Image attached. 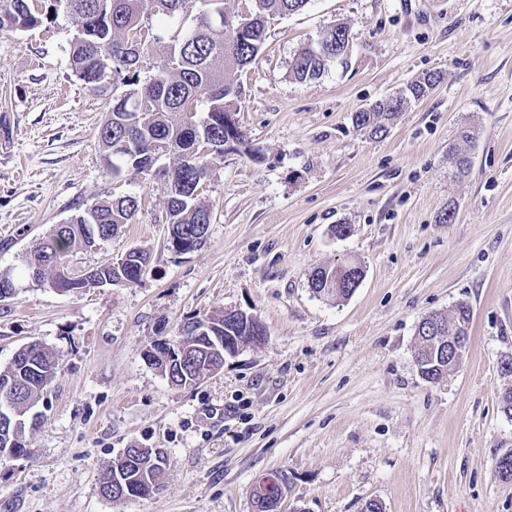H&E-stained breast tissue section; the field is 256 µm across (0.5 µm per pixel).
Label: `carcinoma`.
I'll list each match as a JSON object with an SVG mask.
<instances>
[{"label":"carcinoma","instance_id":"cac0c4a2","mask_svg":"<svg viewBox=\"0 0 512 512\" xmlns=\"http://www.w3.org/2000/svg\"><path fill=\"white\" fill-rule=\"evenodd\" d=\"M31 0H0V31L25 30L40 25L55 16L46 11L38 16L30 6ZM67 14L80 37L72 41L70 59L73 73L86 84L98 87L110 80L121 82L128 90L112 97L107 119L99 129V140L112 156V174L120 176L123 170L144 171L151 164L150 148H167L177 156V163L164 174L174 180L179 190L169 193L167 224L179 230L184 246L173 241L168 247L176 252L193 251L201 244L191 239L196 225L208 223L211 213L199 199V189L207 174L206 154L202 147L224 153V145L245 143L243 130L231 137L224 131L221 116L226 112H240L241 86L236 74L254 63L260 56L267 35L270 16H286L301 10L308 0H253L252 12L233 21L234 30L217 26L212 19V8L223 0H202L208 9L200 11L193 26L176 36L168 46L157 72L145 83H140L139 72L143 56L149 55L151 44L159 41L144 18L160 16L173 18L189 11V0H111V12H98L100 0H68ZM329 38L330 44L322 52L311 43L300 48L289 65L290 77L307 81L321 76L333 64L348 66V53L343 41L323 32L320 38ZM441 81L438 72L413 81L403 93L383 100L371 108L353 114L352 120L360 130L372 136L387 134L392 121L411 102L428 97ZM205 105L206 116L196 120L198 106ZM140 209V199L125 195L102 198L91 207L97 223L82 212L73 215L64 224H55L46 237L32 244L23 259L22 275L0 272V292L17 283L38 277L42 286L66 291H84L109 285L136 283L149 263V254L134 247L125 253V260L95 267L89 279L65 280L57 270L59 258L74 260L76 254L95 245L98 240L112 237L130 223ZM356 270L351 265L319 267L311 276V291L318 296L345 298L352 294ZM471 320L468 306L458 304L448 315L433 314L423 319L427 326L417 335L420 359L428 362L435 373H448L450 368L438 358L439 347L426 336L429 323L440 325L442 336H457L462 321ZM199 326L210 325L219 336H252L254 330L240 312H212L190 319ZM196 360L192 363H174L164 368V377L173 387L191 385L196 368L210 372L224 368V349L212 348L207 336L195 344ZM58 360L41 343H29L15 353L11 363L0 369V465L28 455L26 436L28 412L47 393L57 376ZM134 461H117L108 469L100 489L112 490V479L126 483L136 497H141L162 486L166 471L164 453L152 448L132 451Z\"/></svg>","mask_w":512,"mask_h":512}]
</instances>
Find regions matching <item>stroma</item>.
Instances as JSON below:
<instances>
[{"label": "stroma", "instance_id": "35a3bbf8", "mask_svg": "<svg viewBox=\"0 0 512 512\" xmlns=\"http://www.w3.org/2000/svg\"><path fill=\"white\" fill-rule=\"evenodd\" d=\"M348 68L290 78L289 63L336 22ZM65 16L0 31V271L52 225L108 194L141 197L132 223L80 251L82 266L151 256L138 282L0 301V367L38 341L57 377L36 406L30 454L0 465V512H255L252 489L283 470L279 512H512L495 460L512 451L500 396L512 358V0H309L270 20L238 72L248 147L207 158L205 245L167 244L163 167L116 177L98 130L115 93L72 71ZM437 72L386 137L354 112ZM473 132L470 141L460 128ZM466 155V177L451 174ZM454 212L443 221L444 212ZM347 236L334 233L336 225ZM364 277L313 295L315 268ZM472 309L462 365L430 382L416 331ZM240 309L267 335L204 382L175 388L145 350L189 318ZM127 448L167 455L164 486L112 501L99 485Z\"/></svg>", "mask_w": 512, "mask_h": 512}]
</instances>
